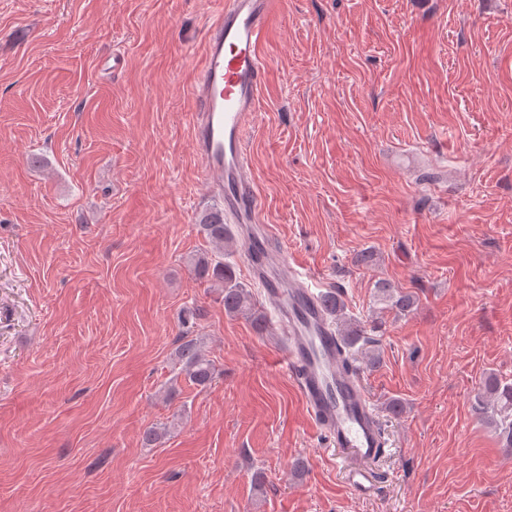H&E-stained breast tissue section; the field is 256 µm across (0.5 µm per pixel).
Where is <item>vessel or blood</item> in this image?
I'll list each match as a JSON object with an SVG mask.
<instances>
[{"label": "vessel or blood", "mask_w": 512, "mask_h": 512, "mask_svg": "<svg viewBox=\"0 0 512 512\" xmlns=\"http://www.w3.org/2000/svg\"><path fill=\"white\" fill-rule=\"evenodd\" d=\"M276 0H221L204 37L195 74L192 142L209 188L224 203V218L256 225L245 242L249 272L272 301L275 328L284 342L286 373L295 384L317 430L342 457L353 460L349 475L358 493L373 490L380 477L371 469L386 441L359 376L339 364L340 345L308 273L270 275L281 261L270 226L262 224V200L249 173L248 135L255 123L266 65L260 41Z\"/></svg>", "instance_id": "1"}]
</instances>
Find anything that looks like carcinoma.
Listing matches in <instances>:
<instances>
[{
  "label": "carcinoma",
  "instance_id": "obj_1",
  "mask_svg": "<svg viewBox=\"0 0 512 512\" xmlns=\"http://www.w3.org/2000/svg\"><path fill=\"white\" fill-rule=\"evenodd\" d=\"M198 231L216 251L210 255L201 254L191 260L194 276L202 283L221 288L224 311L245 315L251 318L257 330H264L265 317L255 310L251 292L237 281L233 267L224 262V242L232 239L231 227L224 223V209L219 208L203 214ZM377 292L388 303L389 309L400 315L411 312L415 307L416 298L412 293L396 288L389 282L378 283ZM338 335L344 348L341 352V367L351 368L352 351L355 349L362 351L370 367L374 368L380 363L378 352L368 347L365 330L360 325L349 323ZM176 357L193 385L204 389L214 380L215 363L197 339L191 338L181 343ZM475 399L480 409L485 410L490 406L499 414V426L505 438V447L512 448V383L490 376L481 382Z\"/></svg>",
  "mask_w": 512,
  "mask_h": 512
}]
</instances>
